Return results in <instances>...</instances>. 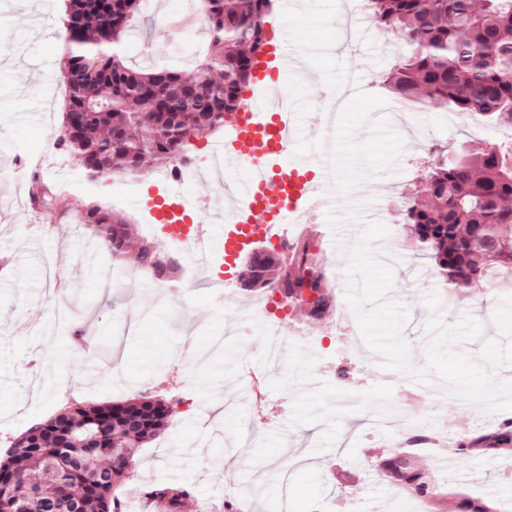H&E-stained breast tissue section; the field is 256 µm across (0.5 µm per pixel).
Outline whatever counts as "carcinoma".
<instances>
[{
	"instance_id": "obj_1",
	"label": "carcinoma",
	"mask_w": 512,
	"mask_h": 512,
	"mask_svg": "<svg viewBox=\"0 0 512 512\" xmlns=\"http://www.w3.org/2000/svg\"><path fill=\"white\" fill-rule=\"evenodd\" d=\"M376 25L407 38L408 49L387 74L395 95L464 112L495 126L512 127V0H366ZM274 0H198L207 28V51L189 70L157 66L141 70L121 52H95L108 41L121 45L138 22L135 0H69L63 22L68 56L60 72L67 92L63 144L86 172L144 176L186 161L192 136L224 128L236 116L240 95L254 79L265 52V22ZM33 198L54 210L55 189L37 184ZM403 224L449 289L483 284L495 271L512 272V250L489 254L495 241L512 244V142L440 152L405 197ZM84 229L102 242L111 260H134L156 278L178 266L132 230L124 217L93 204ZM269 288L285 302L301 303L320 320L335 302L313 240L300 236L282 253L267 250L239 269L238 291ZM174 404L132 397L103 404H71L17 437L4 441L0 462V512H69L75 491L80 512H115L125 500L141 448L173 425ZM460 457L489 455L512 461V419L455 443ZM420 449L380 464L385 477L414 498L433 502L437 487L417 459ZM139 495L151 512H183L186 487L144 485ZM458 512H500L501 504L467 493Z\"/></svg>"
}]
</instances>
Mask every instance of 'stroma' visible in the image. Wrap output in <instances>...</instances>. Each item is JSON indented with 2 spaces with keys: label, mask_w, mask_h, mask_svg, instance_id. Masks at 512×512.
I'll return each mask as SVG.
<instances>
[{
  "label": "stroma",
  "mask_w": 512,
  "mask_h": 512,
  "mask_svg": "<svg viewBox=\"0 0 512 512\" xmlns=\"http://www.w3.org/2000/svg\"><path fill=\"white\" fill-rule=\"evenodd\" d=\"M182 0H150L122 52L144 66L183 63L208 43L204 26L149 42L154 27L169 28ZM344 0H279L284 39L304 54L314 80L292 79L299 149L319 158V98L338 79L337 20ZM65 0H0V438L15 436L55 414L67 400L101 403L140 393L177 408L175 423L143 449L138 483L190 487L184 512H455L453 495L473 491L512 506V479L493 470V457L462 460L441 482L434 454L421 466L437 481L428 506L397 491L375 462L400 451L410 427L449 441L512 418V278L487 287L448 291L431 261L420 255L401 222L405 190L416 184L439 148H488L512 141V129L493 128L459 112L421 107L400 127L382 83L396 59L392 36L361 21L360 48L349 67L368 73L372 87L342 113L332 167L342 188L325 221L349 225L335 247L315 244L330 273L337 303L346 306L360 336H345L337 311L322 320L290 309L293 338L287 365L267 374L266 396H239L225 406L245 364L263 369L261 338L267 317L254 293L234 283L212 287L199 274L194 287L172 294L146 280L132 261L120 264L123 285L103 291L102 254L87 255L76 225L83 205L98 201L125 216L138 234L139 191L132 177L88 176L60 145L66 102L60 68L67 41ZM61 190L57 215L46 220L30 199L33 176ZM387 191L383 222L366 203L374 184ZM232 295L237 317L224 305ZM69 307L89 344L77 349L53 324ZM223 336L220 350L210 348ZM409 371L433 386L482 394L469 408L430 407L417 391L375 381V364Z\"/></svg>",
  "instance_id": "1"
}]
</instances>
